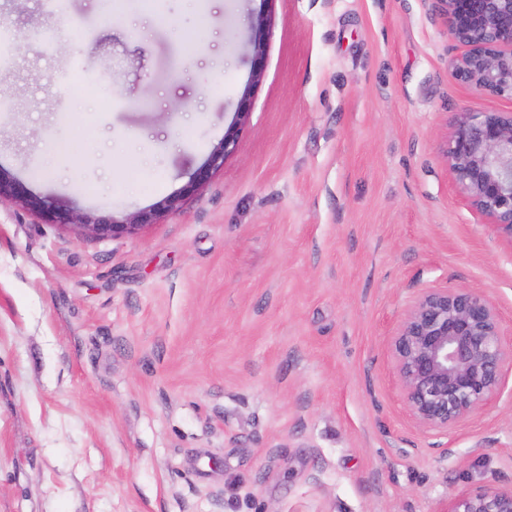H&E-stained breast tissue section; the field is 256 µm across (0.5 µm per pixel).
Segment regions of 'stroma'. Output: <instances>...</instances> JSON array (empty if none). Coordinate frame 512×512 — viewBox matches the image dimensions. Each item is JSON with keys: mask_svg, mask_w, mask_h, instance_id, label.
Instances as JSON below:
<instances>
[{"mask_svg": "<svg viewBox=\"0 0 512 512\" xmlns=\"http://www.w3.org/2000/svg\"><path fill=\"white\" fill-rule=\"evenodd\" d=\"M1 25V169L118 220L180 202L115 238L0 204V512H444L512 486V375L437 436L391 353L428 288L484 295L512 340V240L442 153L512 100L449 75L434 0H0ZM253 26L255 28V36L251 42L252 48V76L251 83H256L260 80L262 76V61L265 55V42H264V32L266 29L268 30V19L263 14L259 13L254 21ZM248 112H237L234 123L224 133V138L214 146L207 161L194 173L185 186V192L194 193L202 189L214 173L224 166L225 158L233 151L243 126L247 122Z\"/></svg>", "mask_w": 512, "mask_h": 512, "instance_id": "35a3bbf8", "label": "stroma"}]
</instances>
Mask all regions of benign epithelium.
Segmentation results:
<instances>
[{"label":"benign epithelium","mask_w":512,"mask_h":512,"mask_svg":"<svg viewBox=\"0 0 512 512\" xmlns=\"http://www.w3.org/2000/svg\"><path fill=\"white\" fill-rule=\"evenodd\" d=\"M457 54L450 76L478 96L512 98V0H435ZM251 42L252 76H262L268 19L258 14ZM248 113L239 112L224 138L194 173L184 191L202 189L224 167ZM444 158L459 193L483 224L512 240V111L461 112L448 133ZM13 202L48 224H75L95 236L122 237L152 224L172 209L176 197L122 220L89 212H61L0 168V202ZM403 393L417 422L448 434L462 420L499 397L512 344H505L495 306L465 289L429 288L413 302L391 340ZM444 512H512V487L461 490Z\"/></svg>","instance_id":"benign-epithelium-1"}]
</instances>
